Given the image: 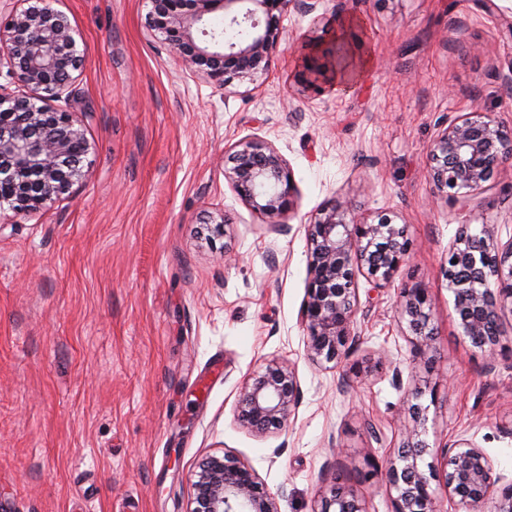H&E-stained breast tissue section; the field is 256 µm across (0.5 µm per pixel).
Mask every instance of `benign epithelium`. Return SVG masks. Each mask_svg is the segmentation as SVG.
<instances>
[{
	"label": "benign epithelium",
	"mask_w": 512,
	"mask_h": 512,
	"mask_svg": "<svg viewBox=\"0 0 512 512\" xmlns=\"http://www.w3.org/2000/svg\"><path fill=\"white\" fill-rule=\"evenodd\" d=\"M0 26V67L22 87H0V209L36 212L58 199L89 171V143L78 113L57 105L70 98L73 74L83 66L76 31L68 17L47 0H19ZM319 0H147L152 37L190 73L222 90L238 81L255 85L268 76L280 43V23L289 11L310 14ZM240 30L235 40L207 30L215 15ZM320 64L307 65L306 86L338 73L345 48L332 43ZM432 197L475 191L512 162V130L481 112H468L441 126L426 154ZM224 177L253 210L279 231L298 208L293 172L269 142L256 137L238 141L224 160ZM308 286L301 310L306 357L319 365L343 366L357 341L355 315L358 276L374 289L390 284L411 244L406 227L384 215L356 221L352 204L335 198L307 225ZM446 277L459 326L472 345L494 354L505 315L512 316V241L498 244L492 225L477 230L459 225L448 249ZM401 316L415 336L413 357L422 360L433 348L431 300L414 285L401 291ZM300 401L295 369L271 360L242 386L237 416L258 434L283 430ZM426 408L411 406L410 422L391 463L389 480L397 492L395 512H440L432 482L448 497L484 512H512V483L499 485L490 458L468 439L433 452L423 438ZM435 453L443 464L422 466ZM190 512H278L276 499L263 490L254 471L229 456H208L193 474ZM318 512H366L360 500L331 486Z\"/></svg>",
	"instance_id": "benign-epithelium-1"
}]
</instances>
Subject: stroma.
I'll return each mask as SVG.
<instances>
[{"label": "stroma", "mask_w": 512, "mask_h": 512, "mask_svg": "<svg viewBox=\"0 0 512 512\" xmlns=\"http://www.w3.org/2000/svg\"><path fill=\"white\" fill-rule=\"evenodd\" d=\"M49 3L79 34L71 105L91 166L37 212L0 210V512H189L198 462L224 454L279 512H315L336 482L394 512L387 469L416 403L431 447L471 440L511 483L512 320L495 357L475 348L444 258L462 224L512 241V164L436 200L426 150L467 112L512 127V0H320L284 17L261 86L221 90L151 37L145 0ZM340 30L353 69L312 91L305 65ZM248 137L293 172L283 232L224 177ZM338 197L356 220L389 214L412 247L389 286L360 283L359 339L336 369L306 358L300 314L306 228ZM219 212L231 222L215 237ZM413 284L437 330L425 362L400 316ZM273 359L294 367L300 402L286 431L260 436L236 400Z\"/></svg>", "instance_id": "1"}]
</instances>
